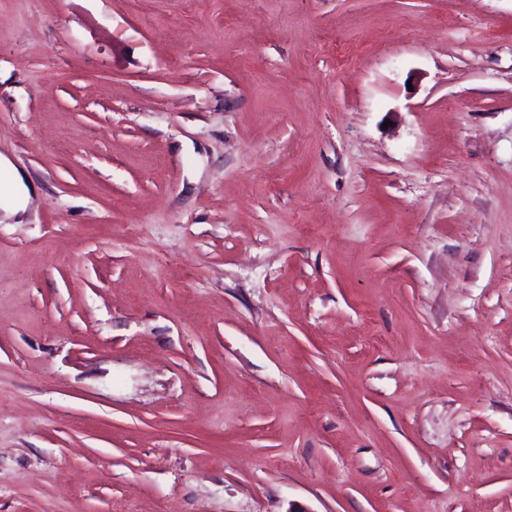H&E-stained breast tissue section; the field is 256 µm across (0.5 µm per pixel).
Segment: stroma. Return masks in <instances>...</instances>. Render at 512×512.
I'll list each match as a JSON object with an SVG mask.
<instances>
[{"label":"stroma","mask_w":512,"mask_h":512,"mask_svg":"<svg viewBox=\"0 0 512 512\" xmlns=\"http://www.w3.org/2000/svg\"><path fill=\"white\" fill-rule=\"evenodd\" d=\"M0 512H512V0H0ZM2 196L5 197V213L15 215L25 210L30 192L17 172L12 174L11 180L6 185L0 186V203Z\"/></svg>","instance_id":"obj_1"}]
</instances>
